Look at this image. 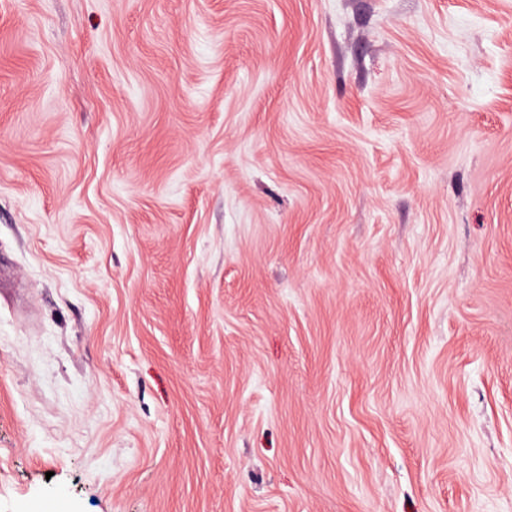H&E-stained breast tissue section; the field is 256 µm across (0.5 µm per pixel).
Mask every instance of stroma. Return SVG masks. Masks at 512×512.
<instances>
[{
	"mask_svg": "<svg viewBox=\"0 0 512 512\" xmlns=\"http://www.w3.org/2000/svg\"><path fill=\"white\" fill-rule=\"evenodd\" d=\"M512 512V0H0V512Z\"/></svg>",
	"mask_w": 512,
	"mask_h": 512,
	"instance_id": "35a3bbf8",
	"label": "stroma"
}]
</instances>
